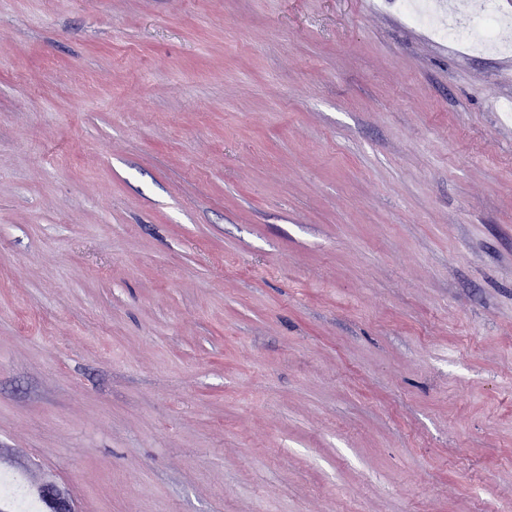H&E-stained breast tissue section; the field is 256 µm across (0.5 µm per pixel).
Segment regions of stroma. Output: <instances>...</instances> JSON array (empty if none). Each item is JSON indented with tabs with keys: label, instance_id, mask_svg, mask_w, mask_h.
Masks as SVG:
<instances>
[{
	"label": "stroma",
	"instance_id": "stroma-1",
	"mask_svg": "<svg viewBox=\"0 0 512 512\" xmlns=\"http://www.w3.org/2000/svg\"><path fill=\"white\" fill-rule=\"evenodd\" d=\"M400 2L0 0V459L512 512V67Z\"/></svg>",
	"mask_w": 512,
	"mask_h": 512
}]
</instances>
